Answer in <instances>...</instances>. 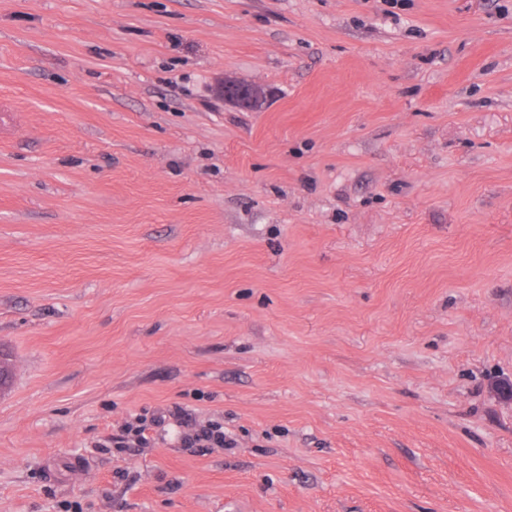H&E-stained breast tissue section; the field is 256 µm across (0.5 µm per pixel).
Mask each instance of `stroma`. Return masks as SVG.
I'll use <instances>...</instances> for the list:
<instances>
[{
	"label": "stroma",
	"mask_w": 512,
	"mask_h": 512,
	"mask_svg": "<svg viewBox=\"0 0 512 512\" xmlns=\"http://www.w3.org/2000/svg\"><path fill=\"white\" fill-rule=\"evenodd\" d=\"M0 352V512H512V0H0ZM224 99L242 109H251L257 102L253 87L235 82H225L222 90ZM173 418L177 423L187 429L183 437V443L188 448H208L217 445L220 448L234 447V441L224 433V426L210 424L208 426H197L192 413L180 405H175L157 419V424L162 425L167 418ZM146 418L136 416L133 421H127L122 426L120 432L112 436V446L120 450H129L133 443L147 444L148 436Z\"/></svg>",
	"instance_id": "1"
}]
</instances>
